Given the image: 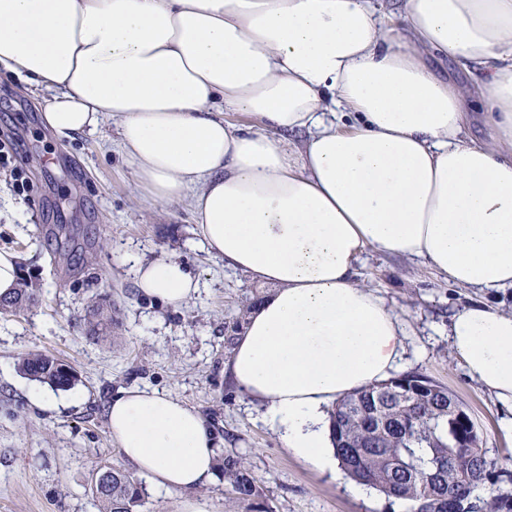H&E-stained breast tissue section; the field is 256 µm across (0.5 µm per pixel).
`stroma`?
<instances>
[{
	"label": "stroma",
	"instance_id": "1",
	"mask_svg": "<svg viewBox=\"0 0 512 512\" xmlns=\"http://www.w3.org/2000/svg\"><path fill=\"white\" fill-rule=\"evenodd\" d=\"M0 129L20 144L15 166H0V249L17 254L23 276L41 295L35 307L0 314V512H101L90 490L98 463L127 468L106 423L118 390L151 386L185 402L222 436L221 452L247 458L265 490L270 512H409L359 485L342 470H321L284 448L227 377L224 364L242 310L266 290L226 269L198 245L186 203L156 206L142 197L122 155L117 132L104 121L98 134L58 138L41 121L39 98L0 68ZM28 180L18 191L16 175ZM160 255L185 261L203 284L200 295L173 310L143 299L122 257ZM358 283L382 296L403 320L402 372H419L448 389L475 421L492 473L512 471V411L496 405L448 345V322L464 305L484 300L512 310V289L465 290L415 262L368 248ZM112 304L107 339L92 338L85 317L99 301ZM42 352L64 360L78 376L57 390L62 404L33 406L34 380L21 356ZM137 512H181L199 500L208 512H241L223 479L168 495L145 482Z\"/></svg>",
	"mask_w": 512,
	"mask_h": 512
}]
</instances>
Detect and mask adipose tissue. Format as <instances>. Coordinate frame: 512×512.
<instances>
[{"label":"adipose tissue","instance_id":"1","mask_svg":"<svg viewBox=\"0 0 512 512\" xmlns=\"http://www.w3.org/2000/svg\"><path fill=\"white\" fill-rule=\"evenodd\" d=\"M436 55L474 76L490 138L470 135ZM0 67L41 92L59 137L111 117L145 199L187 202L201 245L267 287L225 370L319 469L336 467L332 406L403 351L399 316L355 280L365 248L512 288V0H0ZM125 261L152 302L200 292L179 259ZM448 340L512 410V311L466 305ZM106 418L158 490L214 481L221 439L184 402L123 389Z\"/></svg>","mask_w":512,"mask_h":512}]
</instances>
